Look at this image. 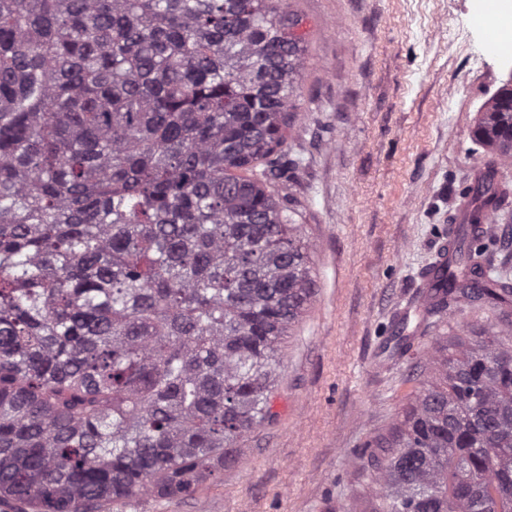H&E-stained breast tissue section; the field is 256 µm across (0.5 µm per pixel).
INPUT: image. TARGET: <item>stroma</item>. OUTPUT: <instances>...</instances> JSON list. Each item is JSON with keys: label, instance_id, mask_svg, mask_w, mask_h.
<instances>
[{"label": "stroma", "instance_id": "35a3bbf8", "mask_svg": "<svg viewBox=\"0 0 512 512\" xmlns=\"http://www.w3.org/2000/svg\"><path fill=\"white\" fill-rule=\"evenodd\" d=\"M307 63L282 187L308 246L315 295L282 346L273 419L184 500L110 512H368L365 464L408 407L432 337L478 335L501 313L474 304L421 325L409 354L383 344L418 274L458 225L457 206L495 155L472 130L512 82L489 49L497 0H286ZM489 257L512 276V172L497 177Z\"/></svg>", "mask_w": 512, "mask_h": 512}]
</instances>
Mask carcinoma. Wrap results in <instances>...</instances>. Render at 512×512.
I'll list each match as a JSON object with an SVG mask.
<instances>
[{"label": "carcinoma", "instance_id": "carcinoma-1", "mask_svg": "<svg viewBox=\"0 0 512 512\" xmlns=\"http://www.w3.org/2000/svg\"><path fill=\"white\" fill-rule=\"evenodd\" d=\"M282 0H0V502L191 496L272 417L314 279L273 188L305 66ZM473 135L512 159V92ZM461 224L422 314L512 307ZM401 323L390 355L411 337ZM369 512H512V321L437 336Z\"/></svg>", "mask_w": 512, "mask_h": 512}]
</instances>
